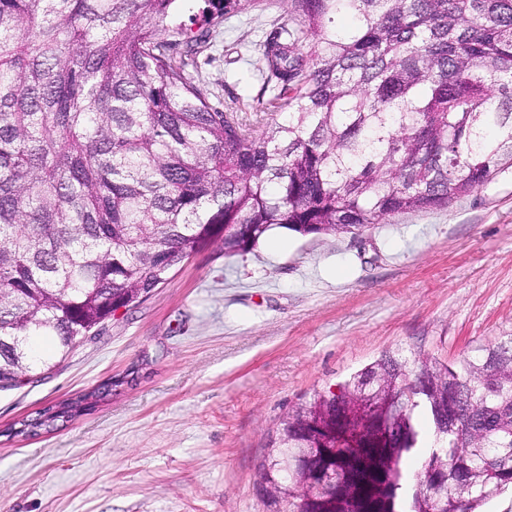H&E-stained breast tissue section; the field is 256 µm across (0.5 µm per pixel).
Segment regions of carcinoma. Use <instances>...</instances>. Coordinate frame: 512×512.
<instances>
[{
  "instance_id": "obj_1",
  "label": "carcinoma",
  "mask_w": 512,
  "mask_h": 512,
  "mask_svg": "<svg viewBox=\"0 0 512 512\" xmlns=\"http://www.w3.org/2000/svg\"><path fill=\"white\" fill-rule=\"evenodd\" d=\"M178 0H0V388L66 356L191 253L250 252L278 227L359 235L444 207L512 158V0H289L264 45L288 120L259 135L188 81L160 38ZM205 22L259 0H204ZM103 383L21 432L58 429ZM373 406L388 463L349 494L375 512H479L512 486V335L454 363L387 351L280 423L283 465L347 476L335 434ZM415 460L411 479L403 476Z\"/></svg>"
}]
</instances>
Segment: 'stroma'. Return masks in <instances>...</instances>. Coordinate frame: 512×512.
Returning <instances> with one entry per match:
<instances>
[{"instance_id": "35a3bbf8", "label": "stroma", "mask_w": 512, "mask_h": 512, "mask_svg": "<svg viewBox=\"0 0 512 512\" xmlns=\"http://www.w3.org/2000/svg\"><path fill=\"white\" fill-rule=\"evenodd\" d=\"M181 0L170 29L206 33L188 76L253 132L286 111L263 44L285 0L202 29ZM512 334V164L437 210L362 235L277 228L249 253H193L52 370L0 390V512H291L262 479L281 420L395 348L445 361ZM118 382L67 427L7 437L41 409Z\"/></svg>"}]
</instances>
